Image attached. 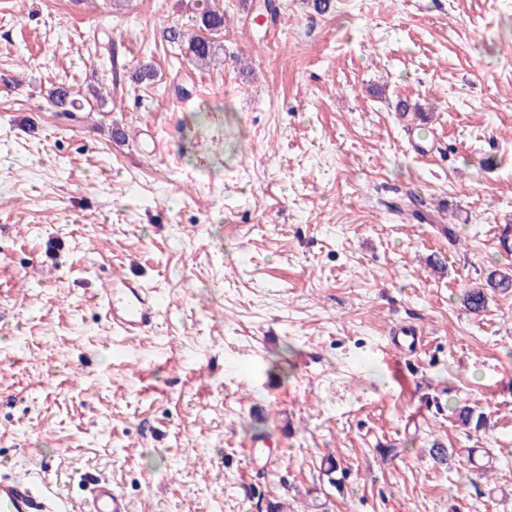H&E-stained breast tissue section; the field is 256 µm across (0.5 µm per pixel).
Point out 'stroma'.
Returning a JSON list of instances; mask_svg holds the SVG:
<instances>
[{"label": "stroma", "instance_id": "stroma-1", "mask_svg": "<svg viewBox=\"0 0 512 512\" xmlns=\"http://www.w3.org/2000/svg\"><path fill=\"white\" fill-rule=\"evenodd\" d=\"M215 2L202 69L160 38L196 0H0V465L69 512L96 479L133 512H512V290L462 303L512 270V0ZM112 270L149 332L95 307ZM76 96L65 82L53 85L47 92L49 103L55 109V112L70 113L82 111L83 104L79 102L80 99ZM512 288V273L510 271L492 270L483 283L478 284L463 296L464 306L475 315L482 313L487 307L488 295L495 291ZM95 304L112 320L122 334H139L152 329L161 315L162 301L155 291L127 279H109L108 288H100ZM397 338L394 343L396 351L400 354L411 353L422 341L419 330L412 325H403L395 332Z\"/></svg>", "mask_w": 512, "mask_h": 512}]
</instances>
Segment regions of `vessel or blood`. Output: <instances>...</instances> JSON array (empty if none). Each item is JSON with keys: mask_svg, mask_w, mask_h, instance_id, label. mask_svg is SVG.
Returning <instances> with one entry per match:
<instances>
[{"mask_svg": "<svg viewBox=\"0 0 512 512\" xmlns=\"http://www.w3.org/2000/svg\"><path fill=\"white\" fill-rule=\"evenodd\" d=\"M95 304L104 310L113 327L123 334H139L152 329L161 315L162 301L155 291L127 279L110 280L100 289ZM422 338L411 325L396 331L394 347L400 354L416 349ZM60 499L45 484L17 473L0 469V512H59ZM79 512H131L126 494L112 483L95 481Z\"/></svg>", "mask_w": 512, "mask_h": 512, "instance_id": "b4317fda", "label": "vessel or blood"}]
</instances>
